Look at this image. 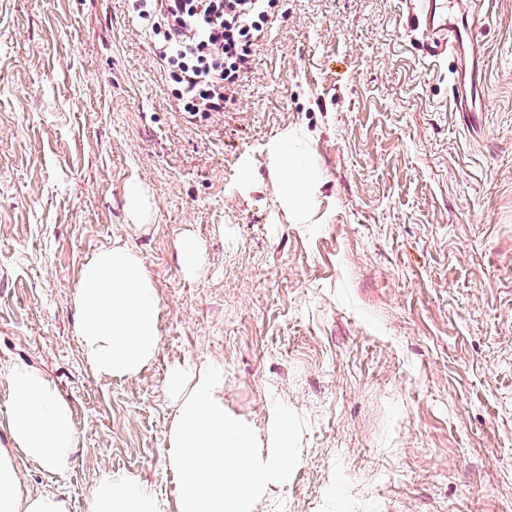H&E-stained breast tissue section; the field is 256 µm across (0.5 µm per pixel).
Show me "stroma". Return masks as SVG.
<instances>
[{"label": "stroma", "instance_id": "1", "mask_svg": "<svg viewBox=\"0 0 512 512\" xmlns=\"http://www.w3.org/2000/svg\"><path fill=\"white\" fill-rule=\"evenodd\" d=\"M468 20L479 111H455L456 59H431L403 0H272L249 70L198 120L129 0H0V448L19 362L79 434L65 474L22 463L23 494L86 512L129 475L176 512L167 377L219 365L261 449L275 402L306 422L254 512H512V0ZM287 132L323 180L305 224L269 168ZM117 243L161 308L153 359L120 379L87 361L74 306ZM126 210L135 224H146L150 205L144 187L137 181H130L125 192ZM178 251L181 267L186 274L194 275L203 267V250L194 236L185 234L179 242Z\"/></svg>", "mask_w": 512, "mask_h": 512}]
</instances>
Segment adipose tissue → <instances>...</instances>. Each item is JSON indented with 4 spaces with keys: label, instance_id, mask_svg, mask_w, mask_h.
I'll list each match as a JSON object with an SVG mask.
<instances>
[{
    "label": "adipose tissue",
    "instance_id": "1",
    "mask_svg": "<svg viewBox=\"0 0 512 512\" xmlns=\"http://www.w3.org/2000/svg\"><path fill=\"white\" fill-rule=\"evenodd\" d=\"M280 203L293 223L308 222L321 190L308 149L299 135L283 136L271 154ZM79 335L91 366L103 375L128 378L151 360L157 345L159 300L141 260L115 245L98 252L83 268L75 295ZM11 406L6 417L9 447L0 448V512H61L49 496L20 492L15 460L46 470H67L79 444L71 410L53 385L26 363L9 372ZM87 512H158L138 480L106 476L93 487Z\"/></svg>",
    "mask_w": 512,
    "mask_h": 512
}]
</instances>
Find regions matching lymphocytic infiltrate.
Listing matches in <instances>:
<instances>
[{"label": "lymphocytic infiltrate", "instance_id": "1", "mask_svg": "<svg viewBox=\"0 0 512 512\" xmlns=\"http://www.w3.org/2000/svg\"><path fill=\"white\" fill-rule=\"evenodd\" d=\"M267 0H133L132 9L165 62L180 111L224 109L225 90L247 69L265 35Z\"/></svg>", "mask_w": 512, "mask_h": 512}]
</instances>
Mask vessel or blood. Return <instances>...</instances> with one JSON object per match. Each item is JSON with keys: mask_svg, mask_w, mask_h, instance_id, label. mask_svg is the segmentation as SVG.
<instances>
[{"mask_svg": "<svg viewBox=\"0 0 512 512\" xmlns=\"http://www.w3.org/2000/svg\"><path fill=\"white\" fill-rule=\"evenodd\" d=\"M409 15L422 18V31L433 56L439 57L472 39V27L458 9V0H406ZM456 109L466 112L471 100L477 99L482 78L478 72L458 67Z\"/></svg>", "mask_w": 512, "mask_h": 512, "instance_id": "vessel-or-blood-1", "label": "vessel or blood"}]
</instances>
